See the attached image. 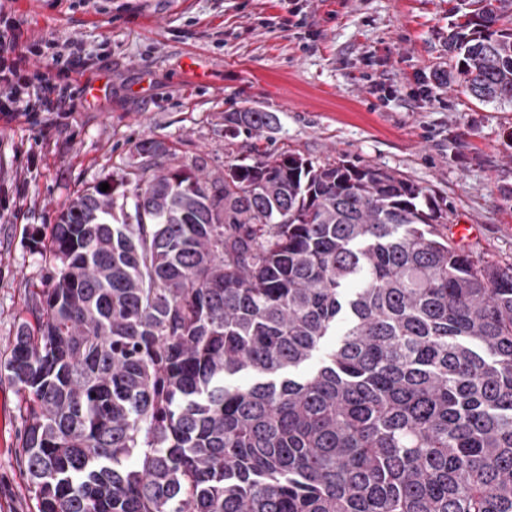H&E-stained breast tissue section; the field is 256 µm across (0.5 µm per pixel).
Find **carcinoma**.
Listing matches in <instances>:
<instances>
[{
	"mask_svg": "<svg viewBox=\"0 0 512 512\" xmlns=\"http://www.w3.org/2000/svg\"><path fill=\"white\" fill-rule=\"evenodd\" d=\"M451 12L448 81L512 104V0ZM253 153L143 140L61 211L0 362L38 512H512V265L393 171Z\"/></svg>",
	"mask_w": 512,
	"mask_h": 512,
	"instance_id": "1",
	"label": "carcinoma"
}]
</instances>
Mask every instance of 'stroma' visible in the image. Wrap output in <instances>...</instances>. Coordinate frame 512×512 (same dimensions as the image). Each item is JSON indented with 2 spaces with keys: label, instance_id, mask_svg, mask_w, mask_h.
Returning a JSON list of instances; mask_svg holds the SVG:
<instances>
[{
  "label": "stroma",
  "instance_id": "1",
  "mask_svg": "<svg viewBox=\"0 0 512 512\" xmlns=\"http://www.w3.org/2000/svg\"><path fill=\"white\" fill-rule=\"evenodd\" d=\"M448 0H0L40 58L78 39L92 69L72 112L0 121V361L34 322L47 233L83 190L123 169L139 141L177 165L220 172L252 145L388 169L469 224L466 249L512 264V105H481L448 82ZM103 79L100 99L84 81ZM274 121L259 141L224 115ZM20 396L0 372V512H37L16 453Z\"/></svg>",
  "mask_w": 512,
  "mask_h": 512
}]
</instances>
